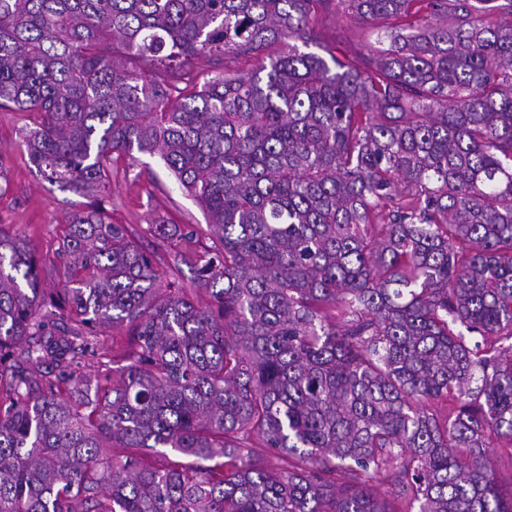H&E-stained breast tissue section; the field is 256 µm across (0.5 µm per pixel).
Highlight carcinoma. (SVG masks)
Wrapping results in <instances>:
<instances>
[{
	"mask_svg": "<svg viewBox=\"0 0 512 512\" xmlns=\"http://www.w3.org/2000/svg\"><path fill=\"white\" fill-rule=\"evenodd\" d=\"M332 6L388 47L309 51ZM0 109L94 196L51 292L0 225V512H512L485 452L512 444V0H0ZM137 153L203 211L172 254L201 290L112 222ZM283 46V44L279 43L271 45L259 56V59H264L265 64H269V57L277 56ZM259 59L255 56H231L226 58L221 57V59L216 57L211 59L204 58L196 62L193 72L198 74L197 81L203 83L205 79L214 77L224 72V70L239 73L249 72L256 67ZM129 329L126 326L114 328L101 333L99 336L98 345L104 348H111L114 354L121 353L129 346Z\"/></svg>",
	"mask_w": 512,
	"mask_h": 512,
	"instance_id": "obj_1",
	"label": "carcinoma"
}]
</instances>
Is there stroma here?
Instances as JSON below:
<instances>
[{
    "label": "stroma",
    "mask_w": 512,
    "mask_h": 512,
    "mask_svg": "<svg viewBox=\"0 0 512 512\" xmlns=\"http://www.w3.org/2000/svg\"><path fill=\"white\" fill-rule=\"evenodd\" d=\"M318 54L356 55L374 48V28L351 14L323 13L315 26ZM25 123L22 113L0 110V224L32 241L44 265L55 260L59 234L84 201L82 195L61 190L30 163L19 145ZM106 207L114 222L143 230L152 219L174 224H200L204 215L193 197L182 190L159 158L121 159L112 173V197Z\"/></svg>",
    "instance_id": "stroma-1"
}]
</instances>
